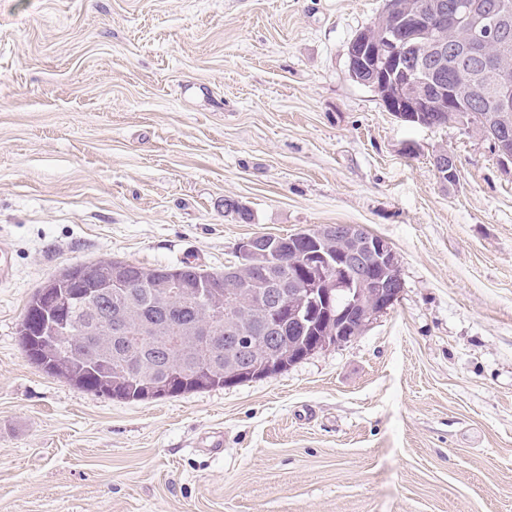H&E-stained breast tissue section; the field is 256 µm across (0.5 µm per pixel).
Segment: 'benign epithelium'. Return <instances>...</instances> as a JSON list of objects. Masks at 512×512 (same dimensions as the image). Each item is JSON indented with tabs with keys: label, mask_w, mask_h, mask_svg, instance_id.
I'll use <instances>...</instances> for the list:
<instances>
[{
	"label": "benign epithelium",
	"mask_w": 512,
	"mask_h": 512,
	"mask_svg": "<svg viewBox=\"0 0 512 512\" xmlns=\"http://www.w3.org/2000/svg\"><path fill=\"white\" fill-rule=\"evenodd\" d=\"M347 57L351 77L371 88L398 119L427 127L455 123L488 141L500 161L512 163V0H387L375 21V36L355 37ZM476 112L483 116L474 126L470 119ZM433 163L439 179L457 182L454 154L439 151ZM300 237L308 244L300 253L303 279L290 282L286 293L272 290L252 297L266 335L278 336L277 319L283 313L307 329L321 310L326 328L319 341L311 343V351L348 343L399 299L403 283L398 256L387 240L365 225L327 224ZM273 253L277 264H293L275 237L254 235L240 242L239 262L224 270L226 299L238 303L246 269ZM81 274L109 287L117 283L110 260L86 264ZM41 296L49 299L45 333L69 337L72 350L92 336L130 330L127 307L99 309V288L63 294L48 282ZM207 301V292L197 291L191 301L178 283H172L161 296L153 322L140 329L139 341L163 331L178 315L183 323L177 349L209 344L221 334L231 340L224 360V379L230 383L267 378L298 362L296 347L289 344L281 345L273 357L258 359L255 349L241 342L239 325L221 324L216 316L198 318L197 306ZM75 304L94 319L72 331L62 326L58 315Z\"/></svg>",
	"instance_id": "obj_1"
}]
</instances>
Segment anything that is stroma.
<instances>
[{
  "instance_id": "1",
  "label": "stroma",
  "mask_w": 512,
  "mask_h": 512,
  "mask_svg": "<svg viewBox=\"0 0 512 512\" xmlns=\"http://www.w3.org/2000/svg\"><path fill=\"white\" fill-rule=\"evenodd\" d=\"M384 4L0 0V512H512V166L350 77ZM325 224L388 240L403 290L279 374L126 401L19 343L70 266L219 272ZM434 168L439 180L445 181L448 177V184H455L458 180V165L454 154L446 150L437 152L433 158Z\"/></svg>"
}]
</instances>
